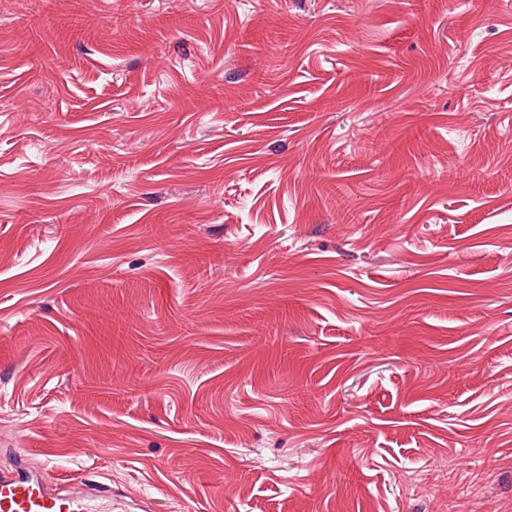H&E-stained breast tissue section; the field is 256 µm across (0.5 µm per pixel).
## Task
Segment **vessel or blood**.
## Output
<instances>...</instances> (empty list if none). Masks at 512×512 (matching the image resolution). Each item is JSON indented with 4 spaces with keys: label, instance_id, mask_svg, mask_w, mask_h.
<instances>
[{
    "label": "vessel or blood",
    "instance_id": "vessel-or-blood-1",
    "mask_svg": "<svg viewBox=\"0 0 512 512\" xmlns=\"http://www.w3.org/2000/svg\"><path fill=\"white\" fill-rule=\"evenodd\" d=\"M0 512H92V505L78 486L49 481L20 456L0 474Z\"/></svg>",
    "mask_w": 512,
    "mask_h": 512
}]
</instances>
